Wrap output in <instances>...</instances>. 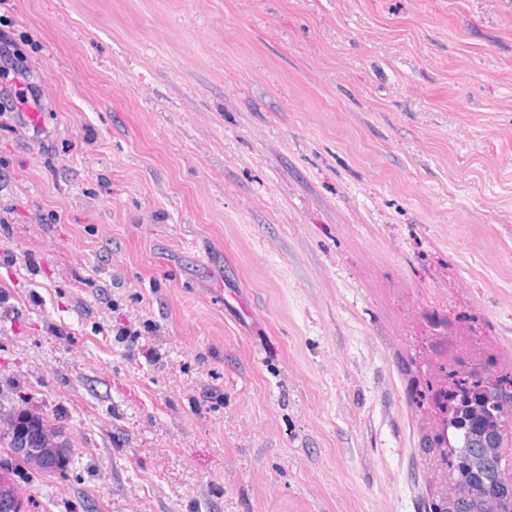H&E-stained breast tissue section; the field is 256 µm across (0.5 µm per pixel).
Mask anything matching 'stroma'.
I'll return each mask as SVG.
<instances>
[{
    "instance_id": "obj_1",
    "label": "stroma",
    "mask_w": 512,
    "mask_h": 512,
    "mask_svg": "<svg viewBox=\"0 0 512 512\" xmlns=\"http://www.w3.org/2000/svg\"><path fill=\"white\" fill-rule=\"evenodd\" d=\"M25 512H419L431 313L512 368V0H0ZM13 408L4 413L0 406V447L8 448L11 456L21 460L25 468L35 474L65 473L73 462L72 440L64 428L32 409ZM18 437L27 441L14 442ZM29 443V448L27 444Z\"/></svg>"
}]
</instances>
